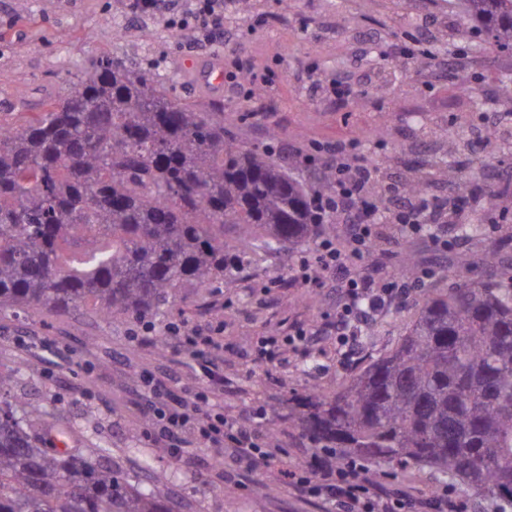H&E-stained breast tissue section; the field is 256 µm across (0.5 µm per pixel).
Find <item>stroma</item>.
I'll list each match as a JSON object with an SVG mask.
<instances>
[{"label":"stroma","instance_id":"stroma-1","mask_svg":"<svg viewBox=\"0 0 512 512\" xmlns=\"http://www.w3.org/2000/svg\"><path fill=\"white\" fill-rule=\"evenodd\" d=\"M441 38L449 48L472 40L463 10L449 0H279L228 5L224 39L205 47L191 30L170 28L157 15L136 14L128 0H0V110L17 106L25 93L29 111L58 94L92 60L105 56L140 63L166 79L170 95L223 113L224 137L235 143L273 144L277 158H296L310 145L357 142L368 162L398 175H421L426 159L448 153L443 132L467 118L471 150L433 176L432 197H461L462 170L479 174L476 194L494 192L497 217L485 243L499 248L501 265L479 276L512 277V117L501 113L500 76L512 70V56L485 48L473 55L469 74L489 105L476 111L470 94L454 79L435 75L419 58L382 94H374L384 70L395 66L392 48L411 29ZM219 60L231 80L214 93L187 72L190 61ZM340 79L353 90L343 105L328 101L317 80ZM494 138H487V131ZM474 195V197H475ZM474 197L462 199L474 210ZM364 264L374 278L397 275L410 263L430 271L429 283L455 285L468 278L455 255L429 246L426 235L410 236L383 224ZM311 246L251 263L218 288H185L178 293L169 325L215 337L223 361L224 393L214 410L253 422L258 433L275 428L282 445L271 466H258L248 488L237 485L243 469L230 450L203 444L179 457L161 452L150 438L151 422L141 408L138 382L150 372L171 396L194 385V359L169 338L165 346L143 345L140 323L98 318L92 306L68 313H0V373L16 374L13 406L39 405L64 435L69 448H111L120 465L142 484L165 475L182 512H325L317 499L302 501L279 477L280 470L309 464L318 456L312 441L292 425L294 394L312 386H346L354 372L390 347L415 313L419 288L399 295L372 324L374 338L356 347L339 344L334 330L336 296L326 288L292 282L288 271ZM315 329L312 343L293 342L300 330ZM278 336L283 354L270 362L264 341ZM319 369L303 371L307 356ZM277 404L270 413L269 404Z\"/></svg>","mask_w":512,"mask_h":512}]
</instances>
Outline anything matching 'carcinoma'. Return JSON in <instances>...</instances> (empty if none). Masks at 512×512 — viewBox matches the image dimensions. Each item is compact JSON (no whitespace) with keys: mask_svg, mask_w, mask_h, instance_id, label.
<instances>
[{"mask_svg":"<svg viewBox=\"0 0 512 512\" xmlns=\"http://www.w3.org/2000/svg\"><path fill=\"white\" fill-rule=\"evenodd\" d=\"M512 48V0H465ZM0 113V310L103 319L164 316L182 288L233 279L251 257L315 243L329 226L268 146L224 140V113L170 96L159 74L97 59L42 112ZM481 240L478 219L457 225ZM95 248L65 263V246ZM495 248L459 257L493 267ZM0 374V512H178L165 478L144 487L112 449L47 446L38 407ZM288 419L336 461L427 468L493 512H512V284L423 289L403 336L341 390L295 396Z\"/></svg>","mask_w":512,"mask_h":512,"instance_id":"1","label":"carcinoma"}]
</instances>
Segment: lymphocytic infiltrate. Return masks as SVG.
<instances>
[{
	"mask_svg": "<svg viewBox=\"0 0 512 512\" xmlns=\"http://www.w3.org/2000/svg\"><path fill=\"white\" fill-rule=\"evenodd\" d=\"M131 8L138 13L167 16L170 26L193 29L205 45L214 44L224 35V0H194L187 12L177 11L172 0H132ZM323 161L333 170L335 183L329 193L315 196L314 206L319 215L345 225V239H321L311 257L302 258L296 268L290 269L289 277L304 285L334 282L336 335L347 343L357 335L360 325L368 323L405 290L397 278L378 280L361 270L375 243L377 224H395L411 235L420 233L422 225H433L431 243L444 253L453 246L448 227L459 223L463 211L425 196L397 197L391 209L381 211L376 199L386 195L387 186L377 168L361 156L356 143L325 148ZM198 368V386L187 390L172 405L165 399L161 381L150 374L143 376L140 393L154 418V432L169 442L176 455L188 452L202 438L215 445H230L246 463L268 460L270 454L259 448L251 424L231 414L213 415L201 410L199 402L205 395L223 394L224 375L211 360L199 363ZM286 476L297 496L321 500L326 512H460L462 508L461 503L445 495L407 498L389 488L381 477L370 476L363 465H338L326 455L319 456L315 465L287 471Z\"/></svg>",
	"mask_w": 512,
	"mask_h": 512,
	"instance_id": "lymphocytic-infiltrate-1",
	"label": "lymphocytic infiltrate"
}]
</instances>
